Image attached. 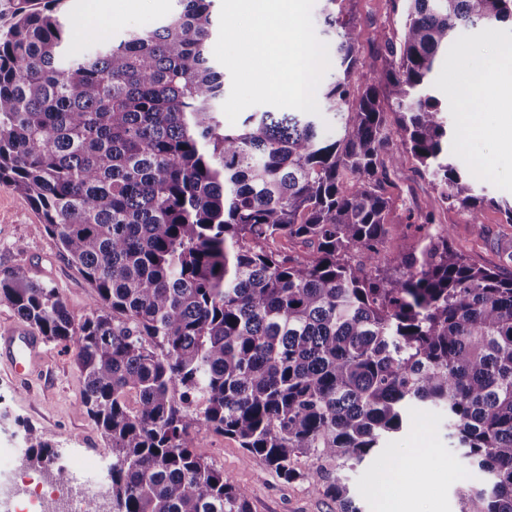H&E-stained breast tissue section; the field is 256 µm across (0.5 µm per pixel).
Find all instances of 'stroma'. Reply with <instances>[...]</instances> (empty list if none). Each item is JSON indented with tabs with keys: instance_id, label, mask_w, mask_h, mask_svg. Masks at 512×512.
I'll return each mask as SVG.
<instances>
[{
	"instance_id": "stroma-1",
	"label": "stroma",
	"mask_w": 512,
	"mask_h": 512,
	"mask_svg": "<svg viewBox=\"0 0 512 512\" xmlns=\"http://www.w3.org/2000/svg\"><path fill=\"white\" fill-rule=\"evenodd\" d=\"M112 22L105 29L85 24L87 0H63L61 15L69 33L70 49H79L86 35L104 34L113 40L163 21L179 8L178 0H137L134 8L111 0ZM403 0H344V16L355 18L360 56L372 54L378 34L401 33ZM512 50V22L480 26L457 34L433 77V93L444 108V119L454 131L451 151L458 166L484 194L512 204V167L504 166L505 141L512 139V123L504 114L512 100L500 101L498 111L486 116V133L471 131L468 116L473 102L459 89L473 74L502 60ZM393 178L406 208L435 212L439 223L450 225L455 245L485 267L501 263L500 244L512 245V226L495 208L484 207L483 221L499 233L498 241L482 242L478 230L456 208H445L438 190L405 160ZM21 264L35 277L59 288L74 319H83L91 303V289L62 258L28 200L0 185V271ZM43 366L25 379L0 371V484L21 485L33 471L20 468L17 448L33 429L59 451V463L68 466L69 452H84L86 471L107 470L111 452L94 423L80 407L83 382L73 350L43 342ZM408 425L384 442L379 452L361 464L345 468L344 477L362 512H381L382 490L391 488L402 512H460L463 493L483 487L486 476L463 456L444 411L413 405ZM196 453L223 470L234 484L246 489L252 512H336L335 503L316 481L284 482L274 470L249 458L232 438L200 429L194 435Z\"/></svg>"
}]
</instances>
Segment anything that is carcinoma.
I'll list each match as a JSON object with an SVG mask.
<instances>
[{
	"mask_svg": "<svg viewBox=\"0 0 512 512\" xmlns=\"http://www.w3.org/2000/svg\"><path fill=\"white\" fill-rule=\"evenodd\" d=\"M58 2L16 0L0 37V184L93 301L77 322L23 266L0 272V301L73 348L80 406L112 451V512H251L194 451L203 427L362 512L342 471L402 431L410 403L445 410L488 475L461 512H512V271L471 263L432 212L396 214L391 178L412 157L489 238L427 87L456 33L512 20V0H407L401 36L381 34L367 58L325 0L341 70L321 89L343 120L331 142L301 111L224 127L214 0H178L169 19L77 55ZM26 442L30 467L68 482L50 443L31 429ZM301 456L336 473L301 470Z\"/></svg>",
	"mask_w": 512,
	"mask_h": 512,
	"instance_id": "cac0c4a2",
	"label": "carcinoma"
}]
</instances>
